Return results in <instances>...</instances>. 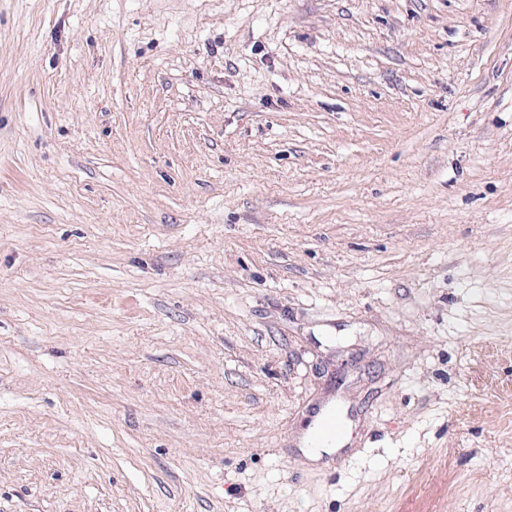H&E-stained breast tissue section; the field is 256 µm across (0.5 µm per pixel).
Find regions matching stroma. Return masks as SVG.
<instances>
[{"label":"stroma","instance_id":"1","mask_svg":"<svg viewBox=\"0 0 512 512\" xmlns=\"http://www.w3.org/2000/svg\"><path fill=\"white\" fill-rule=\"evenodd\" d=\"M0 512H512V0H0ZM349 440V432L345 428L337 433L323 438L317 448H306V452L309 457L313 460H320L325 454H332L336 452L341 446L347 443Z\"/></svg>","mask_w":512,"mask_h":512}]
</instances>
